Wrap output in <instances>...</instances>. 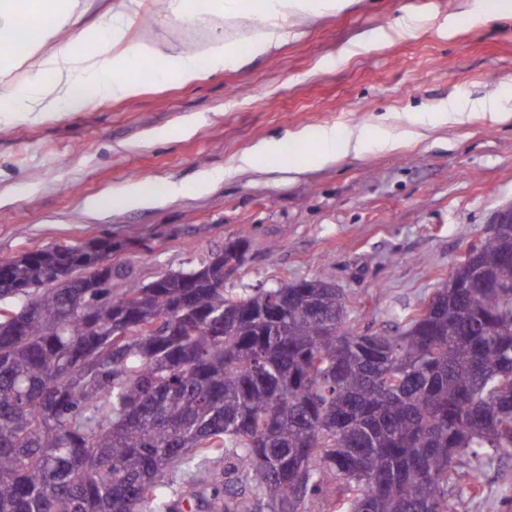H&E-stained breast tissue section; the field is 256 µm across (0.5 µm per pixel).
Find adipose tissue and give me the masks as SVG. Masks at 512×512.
<instances>
[{
  "mask_svg": "<svg viewBox=\"0 0 512 512\" xmlns=\"http://www.w3.org/2000/svg\"><path fill=\"white\" fill-rule=\"evenodd\" d=\"M188 0H168V13L175 23H205L214 27L231 20L249 31L248 48L263 55L295 36V21L320 9H333L339 0H199L197 9ZM140 0H121L118 10L96 33L67 35L74 18L86 10L85 0H0V84L8 94L0 96V124L26 117L39 120L49 112H78L87 101L84 91L93 87L104 97L127 98L137 94L141 80L128 65L141 58L167 60L175 76L190 82L202 67L215 70L238 63L237 47L224 37H215L204 54L186 51L168 53L144 41L124 45L126 27L138 14ZM121 53H112L115 44ZM30 65L41 77L29 86L11 83L13 71ZM317 138L321 149L312 158L322 165L332 161L337 151L356 154L375 146L387 151L398 148L396 135L376 128L338 134L324 127Z\"/></svg>",
  "mask_w": 512,
  "mask_h": 512,
  "instance_id": "obj_1",
  "label": "adipose tissue"
}]
</instances>
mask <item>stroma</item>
Masks as SVG:
<instances>
[{"mask_svg":"<svg viewBox=\"0 0 512 512\" xmlns=\"http://www.w3.org/2000/svg\"><path fill=\"white\" fill-rule=\"evenodd\" d=\"M126 40L204 53L208 27H171L142 0ZM300 38L184 83L141 61L140 92L100 97L0 135V260L111 237L112 265L141 282L197 265L244 237L231 288L322 278L350 300L349 323L379 333L447 280L495 211L512 202V123L475 114L427 128L393 152L307 156L325 125L375 129L451 98L498 96L512 110V0H345L300 21ZM304 131L296 140L292 131ZM278 160L229 172L263 140ZM144 206H115L130 186ZM468 512H512V453L476 473Z\"/></svg>","mask_w":512,"mask_h":512,"instance_id":"obj_1","label":"stroma"}]
</instances>
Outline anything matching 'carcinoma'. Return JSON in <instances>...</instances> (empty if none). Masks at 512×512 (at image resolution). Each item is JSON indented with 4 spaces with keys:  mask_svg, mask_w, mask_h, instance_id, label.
Wrapping results in <instances>:
<instances>
[{
    "mask_svg": "<svg viewBox=\"0 0 512 512\" xmlns=\"http://www.w3.org/2000/svg\"><path fill=\"white\" fill-rule=\"evenodd\" d=\"M248 249L116 289L65 276L110 238L0 261V512H300L326 472L345 512H465L512 452V227L373 334L320 279L226 287Z\"/></svg>",
    "mask_w": 512,
    "mask_h": 512,
    "instance_id": "obj_1",
    "label": "carcinoma"
}]
</instances>
